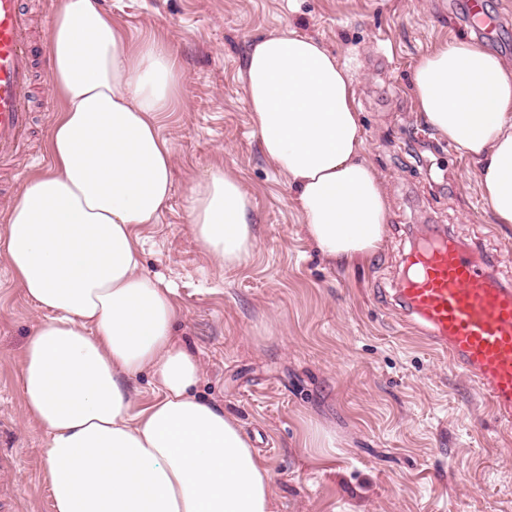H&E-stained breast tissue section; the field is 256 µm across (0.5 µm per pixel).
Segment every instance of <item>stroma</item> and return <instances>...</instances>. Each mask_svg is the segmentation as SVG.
Returning <instances> with one entry per match:
<instances>
[{
	"instance_id": "obj_1",
	"label": "stroma",
	"mask_w": 512,
	"mask_h": 512,
	"mask_svg": "<svg viewBox=\"0 0 512 512\" xmlns=\"http://www.w3.org/2000/svg\"><path fill=\"white\" fill-rule=\"evenodd\" d=\"M132 39L154 34L182 68V110L163 113L173 189L138 228L144 273L174 288V334L197 356L199 397L239 420L276 484L273 512H512V429L474 379L415 329L395 289L429 230L479 249L512 286V227L493 223L477 166L419 118L418 59L473 29L460 0H99ZM291 27L355 78L367 158L391 205L384 250L332 264L303 230L294 191L261 152L245 104L250 43ZM29 172L49 159L59 100L41 77ZM253 202L256 248L219 267L195 240L190 186L215 168ZM0 258V512H53L44 435L25 416L21 355L45 320ZM334 439L311 442L313 427Z\"/></svg>"
}]
</instances>
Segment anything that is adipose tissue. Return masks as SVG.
Here are the masks:
<instances>
[{
  "instance_id": "adipose-tissue-1",
  "label": "adipose tissue",
  "mask_w": 512,
  "mask_h": 512,
  "mask_svg": "<svg viewBox=\"0 0 512 512\" xmlns=\"http://www.w3.org/2000/svg\"><path fill=\"white\" fill-rule=\"evenodd\" d=\"M49 32L53 166L25 183L0 255L48 314L20 383L46 437L53 512H272L269 468L236 418L193 394L202 367L174 339L179 307L141 268L135 228L156 223L172 192L160 116L178 62L154 36L131 41L98 0H59ZM243 76L262 152L295 189L322 257L381 252L390 203L365 157L348 68L287 28L253 41ZM412 96L425 125L476 163L493 222L512 224V64L455 37L419 58ZM188 203L206 252L227 268L246 262L256 237L240 180L214 169ZM145 370L154 395L139 403L130 383Z\"/></svg>"
}]
</instances>
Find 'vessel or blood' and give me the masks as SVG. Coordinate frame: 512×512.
Segmentation results:
<instances>
[{
  "mask_svg": "<svg viewBox=\"0 0 512 512\" xmlns=\"http://www.w3.org/2000/svg\"><path fill=\"white\" fill-rule=\"evenodd\" d=\"M467 23L493 40L502 21L486 0H464ZM36 37L22 0H0V163L15 160L32 134ZM400 295L426 339L469 374L498 420H512V288L490 274L476 249L432 237L406 257Z\"/></svg>",
  "mask_w": 512,
  "mask_h": 512,
  "instance_id": "obj_1",
  "label": "vessel or blood"
}]
</instances>
